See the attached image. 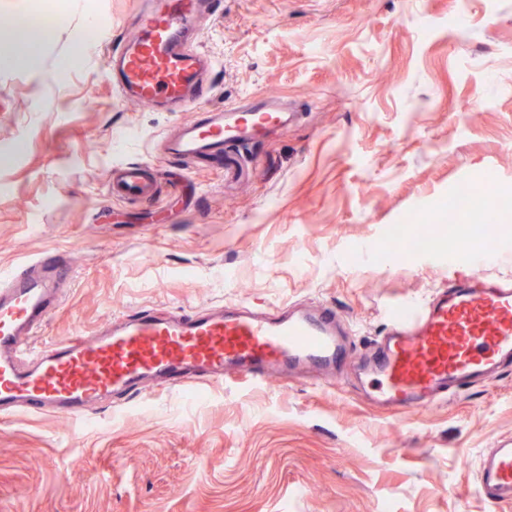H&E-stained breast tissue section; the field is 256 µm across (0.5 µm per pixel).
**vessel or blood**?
Wrapping results in <instances>:
<instances>
[{"instance_id":"vessel-or-blood-1","label":"vessel or blood","mask_w":512,"mask_h":512,"mask_svg":"<svg viewBox=\"0 0 512 512\" xmlns=\"http://www.w3.org/2000/svg\"><path fill=\"white\" fill-rule=\"evenodd\" d=\"M213 0H142L134 38L113 49L112 82L121 96L166 112L190 113L166 154L190 160L221 156L252 144L291 119L271 96L209 108V59L192 50L200 15ZM143 162L112 174V193L152 199ZM486 259L435 290L383 309L385 332L361 357L351 354L352 330L331 305L236 309L214 306L163 316L142 308L120 325L66 338L38 352L28 340L58 306L68 263L56 250L0 272V412L91 415L115 391L153 381L167 387L224 381L287 382L293 373L358 367V384L372 405L391 416L419 411L512 366V279L492 277ZM478 490L490 504H512V438L482 453Z\"/></svg>"}]
</instances>
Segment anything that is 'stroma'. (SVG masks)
I'll return each instance as SVG.
<instances>
[{"instance_id":"obj_1","label":"stroma","mask_w":512,"mask_h":512,"mask_svg":"<svg viewBox=\"0 0 512 512\" xmlns=\"http://www.w3.org/2000/svg\"><path fill=\"white\" fill-rule=\"evenodd\" d=\"M53 37L14 51L0 0V267L46 250L73 272L33 348L132 310L331 304L356 352L384 303L458 268L441 247L388 258L394 224L465 240L442 208L465 179L512 208V0H215L198 22L217 107L279 96L298 112L222 161L163 152L186 112L122 101L109 46L138 0H58ZM143 161L156 199L112 194ZM512 436V367L390 417L350 371L287 386L146 385L91 419L0 415V512H512L477 493L480 453Z\"/></svg>"}]
</instances>
